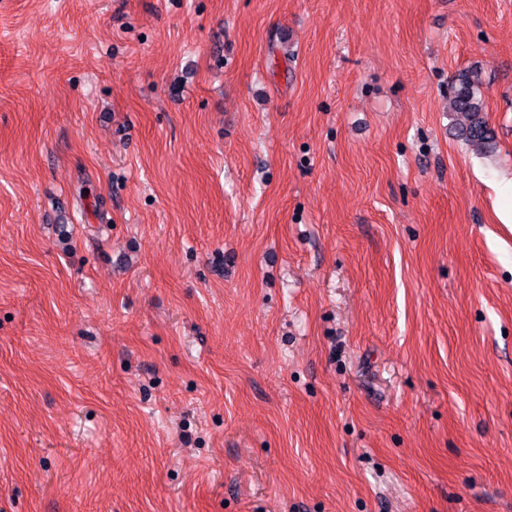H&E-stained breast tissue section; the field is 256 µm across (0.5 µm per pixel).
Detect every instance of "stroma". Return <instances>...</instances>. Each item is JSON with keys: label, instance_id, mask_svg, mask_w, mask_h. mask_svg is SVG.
Listing matches in <instances>:
<instances>
[{"label": "stroma", "instance_id": "1", "mask_svg": "<svg viewBox=\"0 0 512 512\" xmlns=\"http://www.w3.org/2000/svg\"><path fill=\"white\" fill-rule=\"evenodd\" d=\"M510 209L512 0H0V512H512ZM454 95L449 100L451 112L462 115L465 123L460 134L472 146L488 149L493 145L495 132L489 125L481 88L483 81L475 72L461 73Z\"/></svg>", "mask_w": 512, "mask_h": 512}]
</instances>
